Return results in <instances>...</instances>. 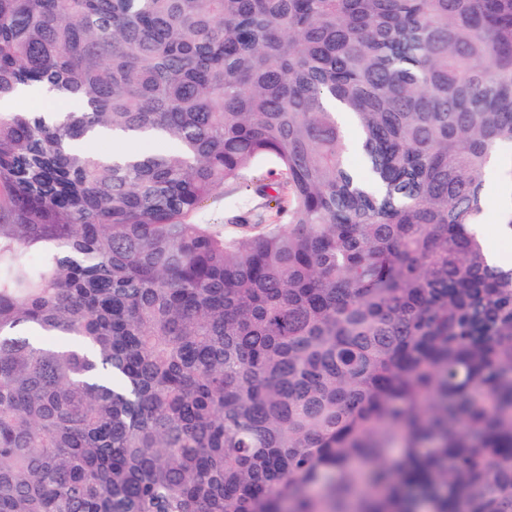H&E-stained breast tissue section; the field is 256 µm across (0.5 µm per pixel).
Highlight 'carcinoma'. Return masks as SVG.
Here are the masks:
<instances>
[{"instance_id":"cac0c4a2","label":"carcinoma","mask_w":512,"mask_h":512,"mask_svg":"<svg viewBox=\"0 0 512 512\" xmlns=\"http://www.w3.org/2000/svg\"><path fill=\"white\" fill-rule=\"evenodd\" d=\"M19 96L0 512H512V0H0ZM502 166L498 170H494L490 172L487 176H485V189H486V221H485V231L490 228H499L498 224L503 221L504 212L499 211L497 213L498 219H491L492 215L495 212L497 205V194L499 191L500 184L502 185ZM237 202V209L229 212ZM262 200L253 190L239 189L230 196H224V188L218 189L213 196L203 204L199 220L209 224H225L233 215H248L258 207Z\"/></svg>"}]
</instances>
